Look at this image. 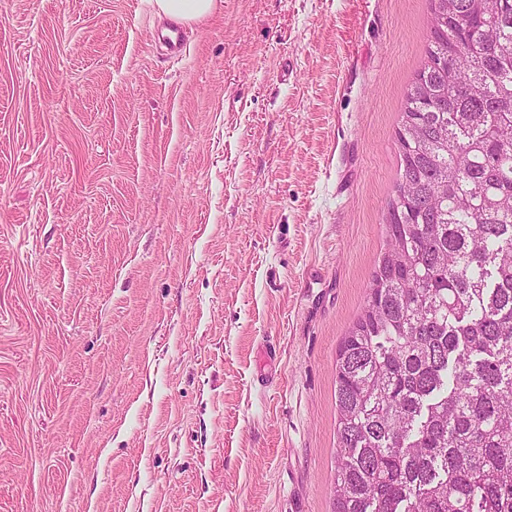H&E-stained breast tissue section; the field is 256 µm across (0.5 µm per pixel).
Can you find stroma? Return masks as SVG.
Listing matches in <instances>:
<instances>
[{"label": "stroma", "instance_id": "obj_1", "mask_svg": "<svg viewBox=\"0 0 512 512\" xmlns=\"http://www.w3.org/2000/svg\"><path fill=\"white\" fill-rule=\"evenodd\" d=\"M429 18L0 0V512H331ZM217 0H155L161 14L178 23L188 24L208 17L217 7Z\"/></svg>", "mask_w": 512, "mask_h": 512}]
</instances>
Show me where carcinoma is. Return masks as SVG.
<instances>
[{"instance_id": "1", "label": "carcinoma", "mask_w": 512, "mask_h": 512, "mask_svg": "<svg viewBox=\"0 0 512 512\" xmlns=\"http://www.w3.org/2000/svg\"><path fill=\"white\" fill-rule=\"evenodd\" d=\"M396 142L332 512H512V0H431Z\"/></svg>"}]
</instances>
